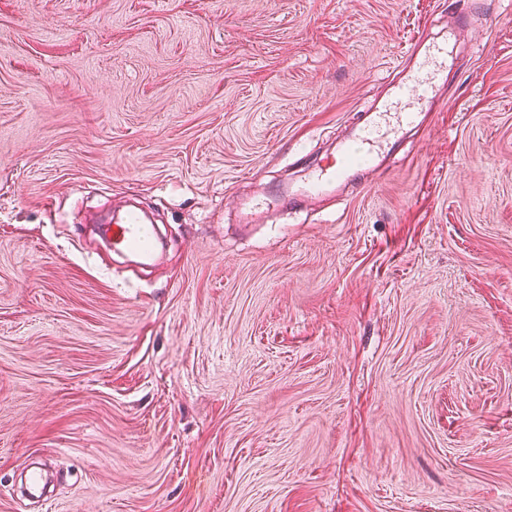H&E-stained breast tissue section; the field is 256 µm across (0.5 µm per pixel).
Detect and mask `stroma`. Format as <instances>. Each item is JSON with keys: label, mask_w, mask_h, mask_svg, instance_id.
<instances>
[{"label": "stroma", "mask_w": 512, "mask_h": 512, "mask_svg": "<svg viewBox=\"0 0 512 512\" xmlns=\"http://www.w3.org/2000/svg\"><path fill=\"white\" fill-rule=\"evenodd\" d=\"M452 9L447 106L242 228ZM0 512H512V0H0ZM103 234L113 252L129 251L141 265L153 264L159 256L161 240L154 224H147L136 210L114 218L112 224H104Z\"/></svg>", "instance_id": "1"}]
</instances>
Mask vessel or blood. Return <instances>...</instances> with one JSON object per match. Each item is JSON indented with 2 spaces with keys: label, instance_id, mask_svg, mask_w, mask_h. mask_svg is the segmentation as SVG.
Masks as SVG:
<instances>
[{
  "label": "vessel or blood",
  "instance_id": "obj_1",
  "mask_svg": "<svg viewBox=\"0 0 512 512\" xmlns=\"http://www.w3.org/2000/svg\"><path fill=\"white\" fill-rule=\"evenodd\" d=\"M472 32L469 15L452 11L438 34L419 35L405 61L389 74L384 97L348 126L333 152L316 161L305 179L278 186L274 200L296 204L331 197L355 172L380 170L405 134L422 126L424 105L437 100L441 82L453 71ZM103 234L113 251L131 252L141 265H151L159 256L157 228L138 211L104 225Z\"/></svg>",
  "mask_w": 512,
  "mask_h": 512
}]
</instances>
